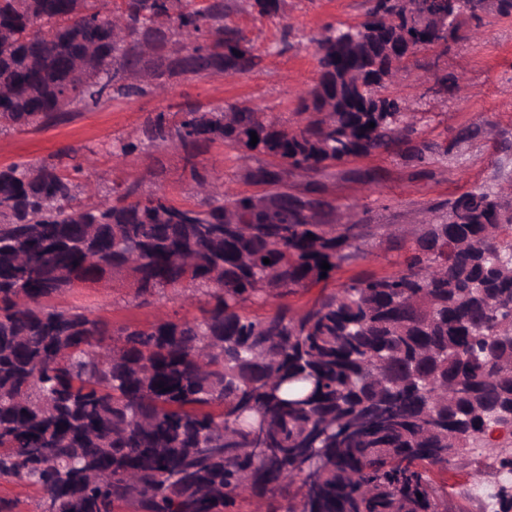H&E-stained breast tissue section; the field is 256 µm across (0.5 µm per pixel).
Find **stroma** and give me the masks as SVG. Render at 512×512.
<instances>
[{"instance_id":"1","label":"stroma","mask_w":512,"mask_h":512,"mask_svg":"<svg viewBox=\"0 0 512 512\" xmlns=\"http://www.w3.org/2000/svg\"><path fill=\"white\" fill-rule=\"evenodd\" d=\"M368 0H285L279 17L267 20L248 10L230 19L262 55L259 69L230 78L220 76L185 81L165 94L150 93L130 101H111L95 112H83L64 123L24 133L0 135V166L19 160L34 164L57 160L67 151H95L96 162L85 169V202L95 203L105 188L139 180L148 191H161L177 204L192 201V187L182 153L174 148L152 149L114 162L109 142L134 140L144 119L156 112H175L185 101L211 107L240 104L280 115L292 112L299 95L317 76L312 37L329 24H357L365 20ZM464 78V97L449 100L436 83L439 76ZM408 111L422 116L421 139L442 143L459 129L477 123L481 133L447 155L437 154L419 165L394 154L356 158L322 179V194L336 204L337 213L354 209L363 224H392L404 238H412L426 207L445 205L457 193L474 186L512 178V18L486 21L481 37L461 21L458 39L448 48L416 53L395 88ZM202 163L233 189L260 194L264 188L247 178L248 161L216 146ZM401 254L373 241L364 259L342 266L335 285L363 271L390 274L398 270ZM76 298L94 313L121 323L137 319L148 323L157 310L193 315V308L164 297L159 307H134L119 292L102 286L81 288Z\"/></svg>"}]
</instances>
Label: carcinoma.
<instances>
[{
    "label": "carcinoma",
    "mask_w": 512,
    "mask_h": 512,
    "mask_svg": "<svg viewBox=\"0 0 512 512\" xmlns=\"http://www.w3.org/2000/svg\"><path fill=\"white\" fill-rule=\"evenodd\" d=\"M371 2L365 22L311 39L318 76L293 112L189 103L113 152L174 147L189 163L221 144L255 161L260 197L195 165L190 204L132 183L86 205L75 174L88 157L0 167L1 481L41 489L47 512H240L245 499L252 512H456L457 498L512 512L498 452L512 444V183L448 199L407 243L393 226L340 228L317 188L284 180L395 147L424 164L481 131L416 140L391 88L418 46L456 30L408 22L419 0ZM234 7L0 0V132L153 92L144 71L258 69ZM490 16L512 17V0H472L475 25ZM375 237L400 269L326 287ZM102 280L135 307L171 291L201 316L116 327L62 303ZM476 451L491 479L448 491L437 476Z\"/></svg>",
    "instance_id": "1"
}]
</instances>
